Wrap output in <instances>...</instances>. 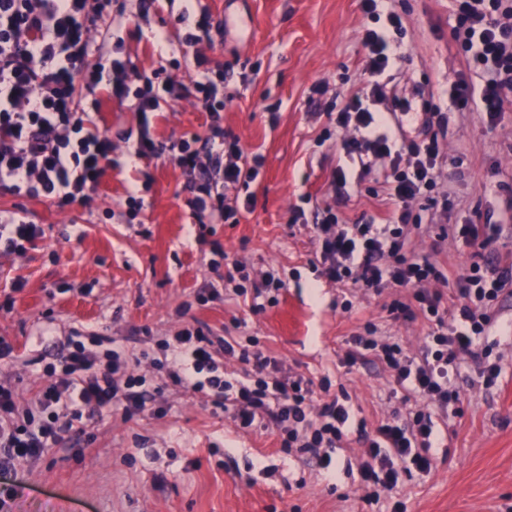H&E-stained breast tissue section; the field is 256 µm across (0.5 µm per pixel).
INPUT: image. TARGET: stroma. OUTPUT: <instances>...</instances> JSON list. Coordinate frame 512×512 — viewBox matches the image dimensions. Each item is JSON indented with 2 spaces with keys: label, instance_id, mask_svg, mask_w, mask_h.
Instances as JSON below:
<instances>
[{
  "label": "stroma",
  "instance_id": "stroma-1",
  "mask_svg": "<svg viewBox=\"0 0 512 512\" xmlns=\"http://www.w3.org/2000/svg\"><path fill=\"white\" fill-rule=\"evenodd\" d=\"M113 8L124 13L126 57L191 85L194 61L177 64L171 54L189 30L175 0H115ZM195 8L233 24L207 56L232 66L224 84L234 96L222 114L225 130L264 157L250 186L255 211L235 224H197L179 169L145 167L127 139L135 112L98 91L96 122L110 131L119 167L92 199L61 211L44 198L0 195V209L22 205L44 228L36 246L0 257V289L16 279L25 283L12 311L0 312V336L18 354L0 365V374L24 403L74 333L105 334L137 351L145 330L169 339L195 318L217 336L257 337L285 367L344 385L356 419L375 425L399 403L389 396L381 365L364 362L350 371L339 365L346 338L369 321L379 335L399 337L417 352L428 327L420 319H392L389 293L365 295L329 283L311 241L323 207L350 223L385 210L373 177H360L327 117L359 85L366 64L361 39L371 20L360 0H197ZM379 10L396 11L403 21L386 70L407 110L403 135H443L444 175L454 194L449 223L501 225L481 259L512 255V95L492 130L480 112H457L450 83L470 69L453 38L450 0H381ZM209 123L191 95L169 100L152 118L164 142L205 133ZM340 167L349 177L337 189L332 174ZM132 191L143 208L130 221ZM294 210L303 214L295 224ZM271 268L287 279V290L266 288ZM230 269L237 285L261 289L264 311L252 313L249 302L225 288ZM212 288L220 289V299L199 303L198 292ZM488 340L501 366L497 385H480L476 365L461 356L455 383L465 393L464 414L440 427L436 471L404 480L379 502L362 501L358 476L347 471L358 440L337 451L331 477L314 461L281 452L274 430H237L200 395L171 390L163 418L96 416L86 433L0 471V512H391L398 500L404 512H512V295L500 298Z\"/></svg>",
  "mask_w": 512,
  "mask_h": 512
}]
</instances>
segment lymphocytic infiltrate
<instances>
[{
  "label": "lymphocytic infiltrate",
  "instance_id": "f902f5d3",
  "mask_svg": "<svg viewBox=\"0 0 512 512\" xmlns=\"http://www.w3.org/2000/svg\"><path fill=\"white\" fill-rule=\"evenodd\" d=\"M453 11L454 39L484 82L476 86L455 80L452 99L459 110L478 108L487 126H495L512 92V0H453ZM181 16L195 20L183 39L195 51L197 74L189 86L125 58L122 40L112 34L120 24L112 0H0V193L41 195L60 209L96 193L117 163L111 137L82 101L103 90L110 98L131 102L137 114L135 155L181 170L194 217L223 224L236 220L240 211H253L250 185L264 158L247 153L239 138L224 131L221 113L231 100L224 91V69L211 67L198 50L212 35L210 14H194L193 0H183ZM95 30L102 45L92 64L90 34ZM362 45L367 62L360 84L343 100L334 124L352 129L340 149L362 172L380 171L379 188L390 207L378 218L353 224L325 209L313 233L328 281L349 282L377 295L399 290V298L388 305L393 318H419L427 324L421 353L411 352L398 338L379 339L375 326L367 323L349 336L341 360L349 369L362 358L381 364L389 374V394L402 401V410L366 427L355 422L347 393L331 394L329 377L316 380L284 369L265 354L257 337L219 339L197 321L162 341L160 360L151 359L145 349L134 353L104 347L100 335L88 344L75 342L48 366L47 383L23 408L14 386L0 380V447L9 457L39 458L63 432L85 429L87 420L102 410L126 419L164 416L163 394L175 388L203 394L213 412L224 413L240 428L273 427L284 453L314 459L329 474L335 471L337 448L357 434L362 445L359 489L369 502L396 488L401 471L427 475L436 469L441 433L434 417L462 413L464 397L453 383L459 355L470 357L486 384L501 375L481 340L492 324L496 301L512 285V265L474 263L459 273L455 291L430 290V283L448 279L435 258L445 242L482 247L501 228L447 223L448 194L440 189L447 159L439 138L398 140L394 110H370V103L388 97L383 75L393 48L386 32L374 29L365 30ZM189 89L210 115L208 131L162 143L151 117L160 111L162 95L179 97ZM419 200L425 203L423 222L412 214ZM417 232L431 235L432 255L417 253L412 244ZM43 235L41 225L0 209L1 254L24 253ZM219 347L243 364L240 375L225 374L215 356ZM146 360L158 377L139 373Z\"/></svg>",
  "mask_w": 512,
  "mask_h": 512
}]
</instances>
